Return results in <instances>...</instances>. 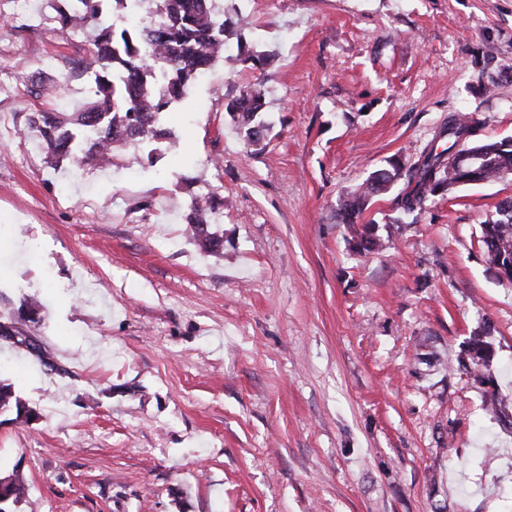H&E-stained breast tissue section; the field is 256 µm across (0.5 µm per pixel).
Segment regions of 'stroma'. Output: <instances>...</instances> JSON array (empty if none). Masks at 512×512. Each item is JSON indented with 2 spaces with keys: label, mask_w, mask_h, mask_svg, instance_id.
<instances>
[{
  "label": "stroma",
  "mask_w": 512,
  "mask_h": 512,
  "mask_svg": "<svg viewBox=\"0 0 512 512\" xmlns=\"http://www.w3.org/2000/svg\"><path fill=\"white\" fill-rule=\"evenodd\" d=\"M221 4L274 62L216 61L167 138L81 171L28 118L85 108L90 37L0 0V323L44 305L18 325L43 358L0 346L36 414L0 411L14 512H512V283L479 242L512 176L412 224L373 197L380 251L337 215L388 161L446 148L450 114L512 137V0ZM252 83L268 131L249 148L226 106ZM196 201L220 254L186 231ZM10 483L1 487L0 512H13L11 506L18 504L26 493L24 482L18 477H9Z\"/></svg>",
  "instance_id": "obj_1"
}]
</instances>
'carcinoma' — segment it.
I'll return each mask as SVG.
<instances>
[{"mask_svg": "<svg viewBox=\"0 0 512 512\" xmlns=\"http://www.w3.org/2000/svg\"><path fill=\"white\" fill-rule=\"evenodd\" d=\"M106 0H67L56 9L54 20L63 28L92 31V48L81 66L92 69L94 79L88 107L66 118L55 112H38L28 119L30 128L41 136L48 153L69 155L73 151L75 134L67 125L83 131L95 127L94 135L86 140L75 161L88 167L111 163L115 144L147 133L151 140L169 135L158 126L155 116L180 99L188 84L203 68L219 59L216 48L226 43L233 33V22L224 17L216 0H154L155 9L149 23L124 25L117 28L104 11ZM265 91L256 83L243 89L240 96L227 105V112L237 117V124L247 146H256L265 139L267 124L263 119ZM444 133L450 140L459 134L472 133L471 122L463 116H448ZM431 149L423 156L420 166L408 171V181L395 198L397 208L410 216L423 209L426 202L448 193L447 187L464 183V175L448 168V153ZM473 151L481 163L483 180L512 175V147L503 148L497 140H474ZM400 176V168L392 164L377 170L367 178L362 188L339 200L343 223L354 229L355 248L372 252L384 247L375 233V223L355 228L373 196L390 189ZM498 218L486 220L481 227L480 242L486 262L498 277L512 283V204L498 205ZM207 210L197 206L190 222L200 249L217 253L224 245L218 234L208 230ZM473 361L480 365L490 356L489 345L476 335L470 341ZM0 410L15 411V420L30 422L35 416L16 397L12 384L0 380ZM26 493L24 482L17 476L0 488V512H12Z\"/></svg>", "mask_w": 512, "mask_h": 512, "instance_id": "carcinoma-1", "label": "carcinoma"}]
</instances>
